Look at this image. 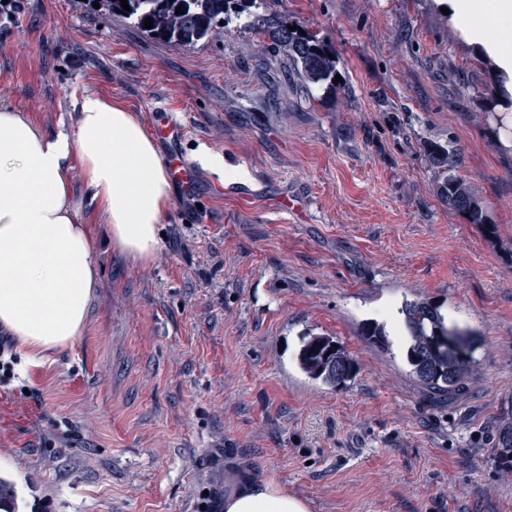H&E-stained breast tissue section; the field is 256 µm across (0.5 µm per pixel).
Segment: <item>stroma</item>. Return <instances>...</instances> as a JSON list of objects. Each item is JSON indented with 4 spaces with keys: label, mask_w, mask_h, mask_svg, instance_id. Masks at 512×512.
I'll return each instance as SVG.
<instances>
[{
    "label": "stroma",
    "mask_w": 512,
    "mask_h": 512,
    "mask_svg": "<svg viewBox=\"0 0 512 512\" xmlns=\"http://www.w3.org/2000/svg\"><path fill=\"white\" fill-rule=\"evenodd\" d=\"M0 24V107L72 129L96 93L181 124L245 181L199 168L148 262L105 236L80 168L71 198L98 243L81 336L0 388V477L56 512H201L220 461L310 512H512V151L494 137L491 62L432 0H268L336 54L345 92L303 84L267 37L229 24L157 42L88 0H22ZM485 216L438 194L433 145ZM441 304L472 334L459 394L409 373L398 310ZM385 323L383 350L366 323ZM334 337L357 363L331 389L294 356Z\"/></svg>",
    "instance_id": "35a3bbf8"
}]
</instances>
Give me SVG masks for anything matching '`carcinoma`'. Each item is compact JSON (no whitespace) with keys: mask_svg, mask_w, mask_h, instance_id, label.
<instances>
[{"mask_svg":"<svg viewBox=\"0 0 512 512\" xmlns=\"http://www.w3.org/2000/svg\"><path fill=\"white\" fill-rule=\"evenodd\" d=\"M96 2L109 14L130 21L147 36L178 46H192L224 28L231 19L239 27L267 35L288 56L298 78L307 85H317L334 93L341 85L333 83L336 60L313 34L288 29V22L271 13L266 0H128L130 10L121 8L120 0ZM184 10L176 14V7ZM153 19V27L144 21ZM430 163L441 172L438 193L449 206L465 211L471 223L482 224V209L458 177L451 174L453 152L435 146ZM407 336L406 363L412 376L423 386L444 392L456 390L472 372L470 333L441 312L425 298L405 301L398 309ZM454 337L465 350L453 352L442 343ZM296 365L309 379L330 387L344 386L355 374V362L331 336H305L295 355Z\"/></svg>","mask_w":512,"mask_h":512,"instance_id":"obj_1","label":"carcinoma"}]
</instances>
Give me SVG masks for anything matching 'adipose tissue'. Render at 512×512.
<instances>
[{"label":"adipose tissue","instance_id":"ef3b65f1","mask_svg":"<svg viewBox=\"0 0 512 512\" xmlns=\"http://www.w3.org/2000/svg\"><path fill=\"white\" fill-rule=\"evenodd\" d=\"M464 41L492 58L512 100V0H438ZM73 130L47 132L0 108V326L33 353L81 335L97 279V242L70 196V159L100 206L108 238L149 261L171 205L166 165L134 113L97 94L77 102ZM224 512H309L272 483H247Z\"/></svg>","mask_w":512,"mask_h":512}]
</instances>
